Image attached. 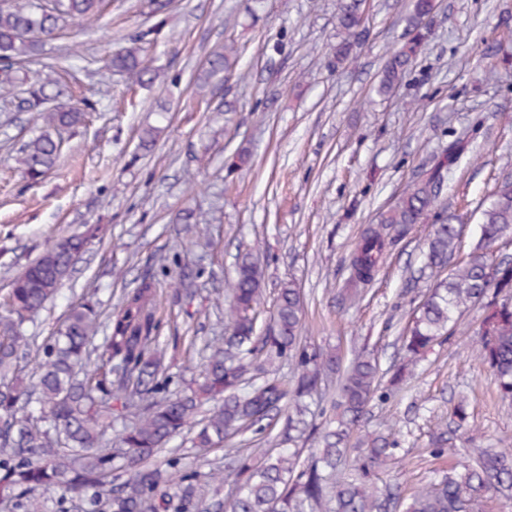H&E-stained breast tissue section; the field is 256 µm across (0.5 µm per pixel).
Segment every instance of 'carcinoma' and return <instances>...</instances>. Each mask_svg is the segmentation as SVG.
Listing matches in <instances>:
<instances>
[{
    "instance_id": "1",
    "label": "carcinoma",
    "mask_w": 512,
    "mask_h": 512,
    "mask_svg": "<svg viewBox=\"0 0 512 512\" xmlns=\"http://www.w3.org/2000/svg\"><path fill=\"white\" fill-rule=\"evenodd\" d=\"M104 0H0V101L36 112L46 127L24 142L18 160L26 177L37 182L54 168L60 131L81 122L83 108L59 102V79L47 72L22 88L16 73L39 43L55 35L59 23H81L98 13ZM365 0H340L336 59L343 61L359 35ZM434 0H414L407 22L419 35L386 62L379 91L390 92L406 76L426 29ZM238 49L208 61L205 79L232 71ZM111 68L152 83L159 74L141 59L139 48L122 47L112 54ZM456 138L437 155L426 178L408 185L395 202L367 227L350 257L347 287L356 294L370 285L387 252L415 224L431 221L425 268L441 271L459 250L458 216L441 199L448 172L467 152ZM481 235L415 307L403 339L406 361L396 368L397 384L434 343L453 334L471 308L484 313L476 354L491 371L501 399L512 401V262L491 267L487 253L512 238V178L498 183L481 205ZM98 228L64 237L48 247L16 276L0 315V373H8L18 354L34 343L23 326L50 302ZM263 273L250 256L239 258L225 311L230 334L209 345L201 381L183 392L168 390L166 349L156 331V288L151 280L126 294L121 305L99 322L95 305L74 306L57 333L43 346L42 357L27 381L0 383V498L25 512H42L36 494L55 492L64 501L82 496L83 512H202L207 487L233 486L224 512H389L391 498L371 482L374 473L394 460L397 443L380 436L361 440L363 454L356 473L339 474L346 442L366 408L381 389L379 364L365 350L346 366L340 356L309 344L300 336L302 304L288 283L280 288L272 331L256 334L264 303ZM103 333L102 344L93 343ZM286 358L292 379L271 373L268 366ZM338 376L336 428L318 432L319 447L302 457L296 442L309 429L310 405L321 400L326 383ZM221 399L201 414L205 401ZM288 425L282 449L244 452L229 448L224 469L205 476L180 469V457L166 466L153 457L185 430L193 447L207 450L285 410ZM118 428L117 441L105 438ZM512 493V448H482L472 460L452 468L433 486L417 488L404 512H484L488 498Z\"/></svg>"
}]
</instances>
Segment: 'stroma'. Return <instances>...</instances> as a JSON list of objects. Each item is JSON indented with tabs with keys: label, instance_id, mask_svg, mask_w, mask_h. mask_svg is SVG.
Returning a JSON list of instances; mask_svg holds the SVG:
<instances>
[{
	"label": "stroma",
	"instance_id": "obj_1",
	"mask_svg": "<svg viewBox=\"0 0 512 512\" xmlns=\"http://www.w3.org/2000/svg\"><path fill=\"white\" fill-rule=\"evenodd\" d=\"M109 0L101 15L44 43L38 64L62 67L61 102L94 103L63 135L57 163L33 182L17 161L41 124L30 112H0V298L10 280L55 239L86 226L100 232L30 335L49 336L72 306L93 299L113 311L142 280H153L169 347L172 389L197 375L201 349L176 336L224 335L222 312L239 256L263 269L259 332L273 326L284 283L300 288L302 334L343 356L368 347L381 366L401 357L413 307L435 280L421 274L429 224L390 251L368 291L342 296L361 230L403 188L421 179L455 137L469 148L445 181L443 199L466 215L462 249L479 236V207L512 174V0H436L411 71L387 96L375 88L387 57L412 37V0H367L365 32L337 62L338 0ZM137 40L160 76L151 85L107 70L113 49ZM239 62L231 79L195 85L225 44ZM231 111H218L221 103ZM207 224L182 221L185 211ZM483 311L473 308L436 345L402 390L374 400L357 432L394 434L396 460L378 488L409 496L461 464L464 448H512V403L501 400L476 359ZM466 396L468 421L452 411ZM451 433L457 454L433 456V435Z\"/></svg>",
	"mask_w": 512,
	"mask_h": 512
}]
</instances>
